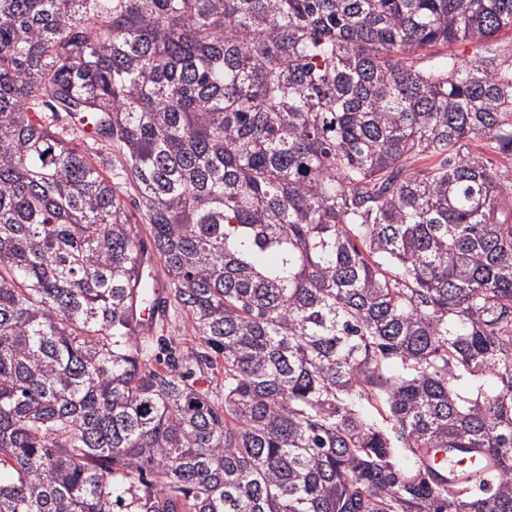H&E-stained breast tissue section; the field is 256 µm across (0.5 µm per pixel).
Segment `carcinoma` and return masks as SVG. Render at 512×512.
<instances>
[{
	"instance_id": "cac0c4a2",
	"label": "carcinoma",
	"mask_w": 512,
	"mask_h": 512,
	"mask_svg": "<svg viewBox=\"0 0 512 512\" xmlns=\"http://www.w3.org/2000/svg\"><path fill=\"white\" fill-rule=\"evenodd\" d=\"M509 29L512 0H0V512H512ZM459 41L486 54L421 57ZM146 253L185 352L132 313ZM447 448L496 469L450 490ZM153 336H165L170 339L172 345L179 349H187V347L194 346L196 339L190 336L189 320L184 313L174 312L171 309L169 316L164 324L159 325Z\"/></svg>"
}]
</instances>
